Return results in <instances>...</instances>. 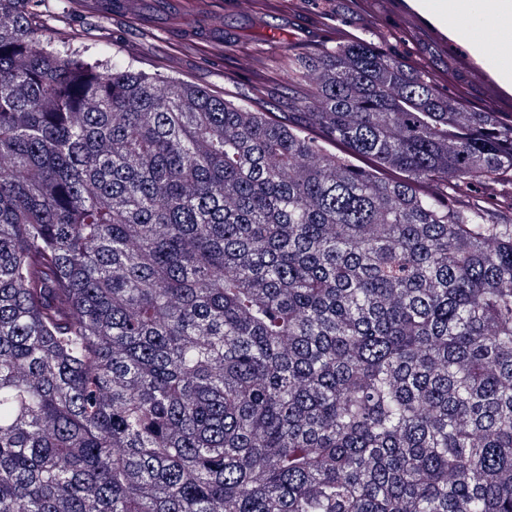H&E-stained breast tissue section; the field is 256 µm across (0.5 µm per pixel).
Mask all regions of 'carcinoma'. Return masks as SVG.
<instances>
[{
	"instance_id": "cac0c4a2",
	"label": "carcinoma",
	"mask_w": 512,
	"mask_h": 512,
	"mask_svg": "<svg viewBox=\"0 0 512 512\" xmlns=\"http://www.w3.org/2000/svg\"><path fill=\"white\" fill-rule=\"evenodd\" d=\"M40 2L0 0V512H512V115L356 37L288 48L282 125Z\"/></svg>"
}]
</instances>
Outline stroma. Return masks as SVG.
I'll return each mask as SVG.
<instances>
[{
	"mask_svg": "<svg viewBox=\"0 0 512 512\" xmlns=\"http://www.w3.org/2000/svg\"><path fill=\"white\" fill-rule=\"evenodd\" d=\"M440 0H44L41 23L61 51H98L147 74L206 88L284 123L308 77L289 48L319 49L338 19L345 33L426 70L466 107L512 113V16L489 36L472 0L440 14Z\"/></svg>",
	"mask_w": 512,
	"mask_h": 512,
	"instance_id": "stroma-1",
	"label": "stroma"
}]
</instances>
